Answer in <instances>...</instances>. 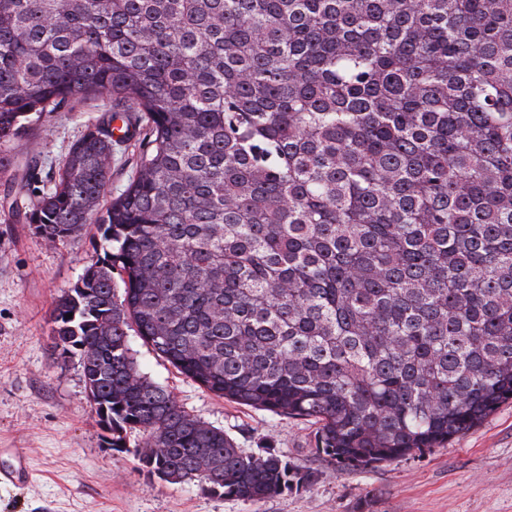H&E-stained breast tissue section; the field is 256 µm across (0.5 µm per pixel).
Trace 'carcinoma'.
<instances>
[{"instance_id": "cac0c4a2", "label": "carcinoma", "mask_w": 512, "mask_h": 512, "mask_svg": "<svg viewBox=\"0 0 512 512\" xmlns=\"http://www.w3.org/2000/svg\"><path fill=\"white\" fill-rule=\"evenodd\" d=\"M91 94L115 113L28 222L99 226L49 339L112 449L138 431L148 475L248 502L308 480L185 411L131 329L341 470L512 402V0H0V142ZM119 115L137 172L99 213Z\"/></svg>"}]
</instances>
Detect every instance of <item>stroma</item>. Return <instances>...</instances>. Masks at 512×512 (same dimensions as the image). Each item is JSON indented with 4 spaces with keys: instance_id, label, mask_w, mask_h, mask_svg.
Segmentation results:
<instances>
[{
    "instance_id": "obj_1",
    "label": "stroma",
    "mask_w": 512,
    "mask_h": 512,
    "mask_svg": "<svg viewBox=\"0 0 512 512\" xmlns=\"http://www.w3.org/2000/svg\"><path fill=\"white\" fill-rule=\"evenodd\" d=\"M111 107L109 97L87 96L0 143V157L14 164L0 176V469L12 467L20 451L30 471L23 485L0 486V512H512V403L445 447L340 470L315 455L312 422L219 398L135 335L129 342L140 371L184 410L246 451L273 449L310 479L301 489L243 502L193 482L147 477L133 454L110 448L77 359L60 360L48 344L56 300L104 256L98 229L90 224L73 239L47 244L29 228V196L10 189L29 171L35 190L47 189L85 122ZM137 155V141L114 146L107 197L127 187Z\"/></svg>"
}]
</instances>
